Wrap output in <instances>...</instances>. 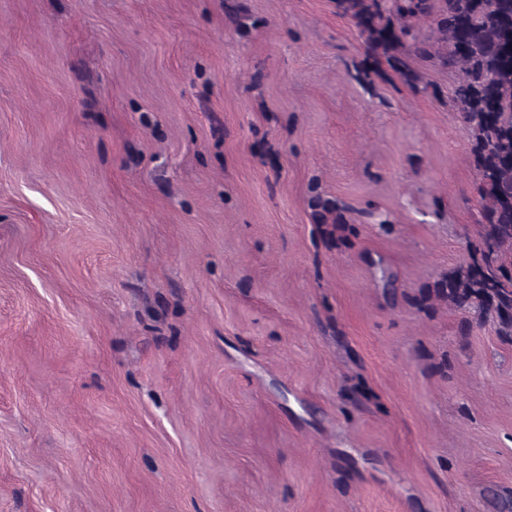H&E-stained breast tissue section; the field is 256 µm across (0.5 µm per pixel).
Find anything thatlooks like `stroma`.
<instances>
[{"label": "stroma", "mask_w": 512, "mask_h": 512, "mask_svg": "<svg viewBox=\"0 0 512 512\" xmlns=\"http://www.w3.org/2000/svg\"><path fill=\"white\" fill-rule=\"evenodd\" d=\"M0 0V512H499L512 344L469 133L333 0ZM359 224L322 237L309 184Z\"/></svg>", "instance_id": "1"}]
</instances>
